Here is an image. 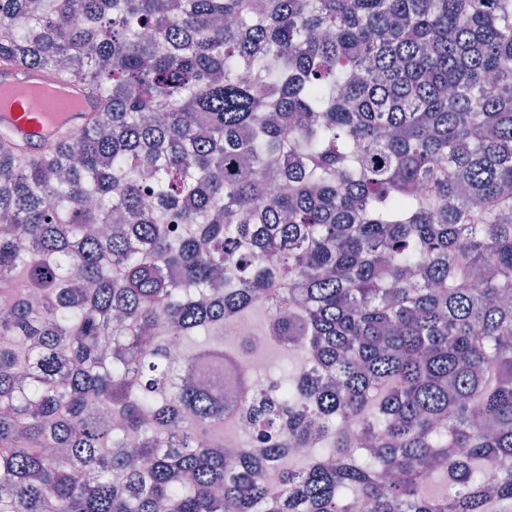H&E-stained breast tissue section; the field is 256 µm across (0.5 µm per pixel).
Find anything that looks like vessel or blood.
Listing matches in <instances>:
<instances>
[{
    "label": "vessel or blood",
    "instance_id": "vessel-or-blood-1",
    "mask_svg": "<svg viewBox=\"0 0 512 512\" xmlns=\"http://www.w3.org/2000/svg\"><path fill=\"white\" fill-rule=\"evenodd\" d=\"M20 85L26 87L27 96H17ZM96 109L95 99L81 82H52L26 69L0 72V121L10 123L29 144L41 143L59 127H78Z\"/></svg>",
    "mask_w": 512,
    "mask_h": 512
}]
</instances>
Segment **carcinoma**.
<instances>
[{
  "label": "carcinoma",
  "instance_id": "obj_1",
  "mask_svg": "<svg viewBox=\"0 0 512 512\" xmlns=\"http://www.w3.org/2000/svg\"><path fill=\"white\" fill-rule=\"evenodd\" d=\"M16 66L99 109L0 125V512H512V0H0ZM256 308L228 456L166 345ZM261 322V313L253 311L248 313L242 321L236 323L239 326L246 327L252 331L240 330L236 333V337L239 340L250 343L253 349L249 353L244 354L235 365L224 367L223 391L226 396L232 395L235 392L239 381L244 379L246 376H251L253 378L251 384L253 386L254 395L257 399L263 398L269 393L268 383L259 378V375L257 374L258 365L261 359L256 350L260 349L259 354L262 356L260 370H264L266 367H272L274 371H277L287 365L289 370L297 362V359L292 355H288L287 359V357L276 346L271 345L264 347V340L262 337L255 335V333H258L260 330Z\"/></svg>",
  "mask_w": 512,
  "mask_h": 512
}]
</instances>
